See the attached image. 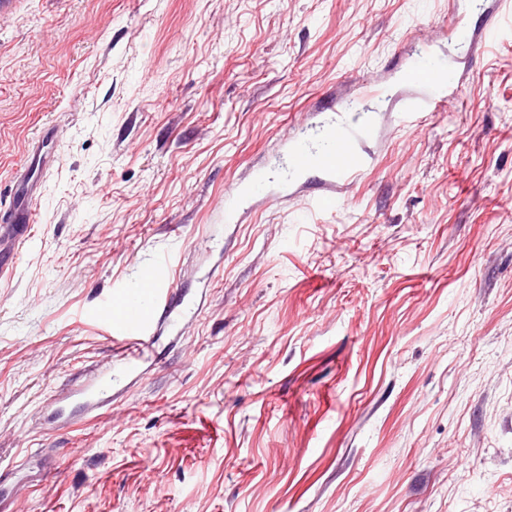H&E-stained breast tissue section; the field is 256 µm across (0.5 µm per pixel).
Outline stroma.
I'll return each mask as SVG.
<instances>
[{"label": "stroma", "mask_w": 512, "mask_h": 512, "mask_svg": "<svg viewBox=\"0 0 512 512\" xmlns=\"http://www.w3.org/2000/svg\"><path fill=\"white\" fill-rule=\"evenodd\" d=\"M474 0H8L0 210L38 222L0 279V512H512V27ZM462 83L401 112L414 38ZM383 80L372 167L309 208L284 158ZM191 313L112 404H46L114 346L88 313L161 256ZM275 182L271 172L266 169H256L250 181L245 184H235L233 187L226 192L224 197V220L227 223H231L233 220L239 199L244 195L251 194H263L265 192L268 195L272 194V183Z\"/></svg>", "instance_id": "1"}]
</instances>
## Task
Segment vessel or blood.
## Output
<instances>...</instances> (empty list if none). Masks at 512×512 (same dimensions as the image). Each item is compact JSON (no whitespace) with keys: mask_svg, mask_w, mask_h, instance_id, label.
Segmentation results:
<instances>
[{"mask_svg":"<svg viewBox=\"0 0 512 512\" xmlns=\"http://www.w3.org/2000/svg\"><path fill=\"white\" fill-rule=\"evenodd\" d=\"M426 65V57L419 53L405 67L406 81L421 87L420 95L407 101L405 115L445 111L460 93L459 85L453 80L428 77ZM343 110L345 115L340 122L321 128L318 134H311L304 126L299 128L288 142L290 165L281 179H274L271 172L259 168L247 183L233 185L224 197L225 221L233 220L242 196L268 192L276 180L288 185L296 177L312 171L317 174L319 190L312 199L313 205L335 201L337 195L345 193L370 168L372 161L359 148L360 142L370 136V126L360 121L356 105H344ZM36 221L37 213L30 208L18 215L8 211L0 214V278L11 275L17 247L29 237ZM166 269V262L158 261L141 286L113 289L92 311V319L105 325L119 356L101 376L56 402L52 423L70 422V411L74 408L91 413L110 405L113 384L137 373L155 350L160 330L176 326L185 315L184 298L167 277Z\"/></svg>","mask_w":512,"mask_h":512,"instance_id":"1","label":"vessel or blood"}]
</instances>
